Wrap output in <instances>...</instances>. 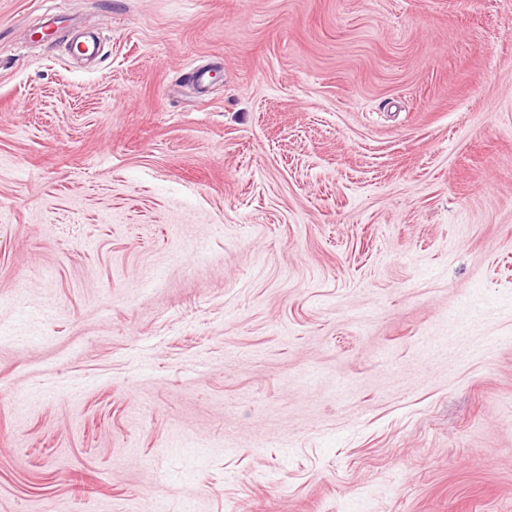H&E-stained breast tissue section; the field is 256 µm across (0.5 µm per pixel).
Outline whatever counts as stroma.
I'll list each match as a JSON object with an SVG mask.
<instances>
[{
  "mask_svg": "<svg viewBox=\"0 0 512 512\" xmlns=\"http://www.w3.org/2000/svg\"><path fill=\"white\" fill-rule=\"evenodd\" d=\"M163 507L512 512V0H0V512Z\"/></svg>",
  "mask_w": 512,
  "mask_h": 512,
  "instance_id": "obj_1",
  "label": "stroma"
}]
</instances>
